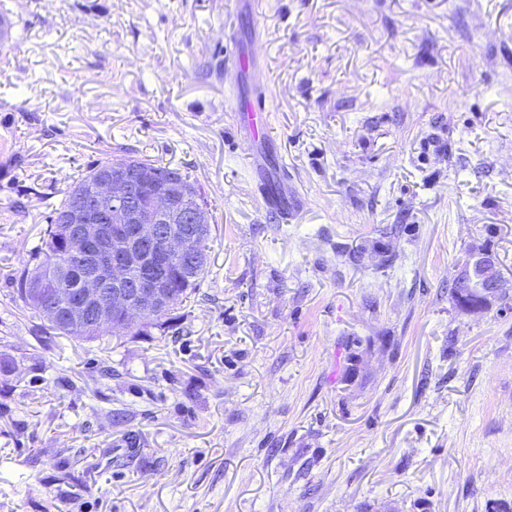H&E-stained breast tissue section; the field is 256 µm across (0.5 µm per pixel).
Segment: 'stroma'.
<instances>
[{
  "instance_id": "1",
  "label": "stroma",
  "mask_w": 512,
  "mask_h": 512,
  "mask_svg": "<svg viewBox=\"0 0 512 512\" xmlns=\"http://www.w3.org/2000/svg\"><path fill=\"white\" fill-rule=\"evenodd\" d=\"M229 8L270 75L252 149ZM0 26V512H512V0H0ZM116 155L202 188L209 269L165 325L74 341L16 278ZM482 248L505 298L473 316L449 290ZM233 105L238 134L253 142H262L268 138L271 123L265 94L237 99Z\"/></svg>"
}]
</instances>
